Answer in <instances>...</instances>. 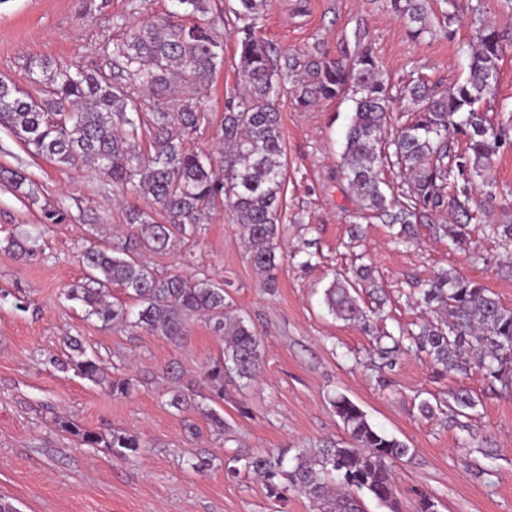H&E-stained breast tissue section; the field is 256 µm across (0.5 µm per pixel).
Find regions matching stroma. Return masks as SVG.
I'll list each match as a JSON object with an SVG mask.
<instances>
[{"label": "stroma", "mask_w": 512, "mask_h": 512, "mask_svg": "<svg viewBox=\"0 0 512 512\" xmlns=\"http://www.w3.org/2000/svg\"><path fill=\"white\" fill-rule=\"evenodd\" d=\"M237 0H209L219 20L224 66L203 106L209 120L193 134L196 150L219 156L217 129L226 100L240 87L236 63L234 10ZM462 22L455 39L436 33L410 40L406 29L379 0H272L260 23L264 39L279 50L301 54L319 48L328 58L353 49L362 31L390 83L415 74L448 89L466 75L460 52L475 28L470 0H459ZM173 0H0V77L32 97L43 85L31 66L107 67L113 43L130 24L168 14ZM293 85L277 101L287 165L283 221L286 259L276 292L263 286L251 265L233 213L217 205L201 234L168 255H145L157 273L227 282L233 308L246 314L265 346L262 374L247 388L225 381L223 436L207 425L191 434L185 422L194 411L168 406L173 383L163 370L178 362L183 382L197 379L223 343L206 318L187 325V338L174 345L145 331L102 328L64 298L82 286L79 253L90 240L109 244L125 228L124 206L106 180L85 166L62 167L32 158L0 129V165L24 172L41 187L38 204L21 202L0 182V498L17 512H315L298 492L285 500L269 497L264 482L249 472L232 476L236 451L254 454L308 448L317 441H346L329 402L347 396L370 422L407 444L408 457L394 462V494L402 512H412L418 492L431 496L437 512H512V393L489 388L481 375L435 377L426 353L401 355L389 368L371 362L372 337L361 325L331 316L323 290L349 275L357 258L373 264L387 296L378 330L398 334L424 318L420 290L441 270L482 282L512 309V254L472 226L473 247L455 249L418 227L419 247L396 244L387 225L357 217L358 202L339 172L349 97L300 108ZM61 202L71 217L44 236L42 254L17 258L10 236L41 223L43 203ZM360 225L359 247H350V229ZM81 336L105 370L131 377L128 396L115 398L101 386L56 370L49 355L60 354L63 339ZM470 390L478 399L469 429L420 415L422 400L447 403L450 392ZM84 427L110 424L139 436V456L123 461L105 448L79 446L62 431L58 416ZM208 452L205 473L189 463Z\"/></svg>", "instance_id": "stroma-1"}]
</instances>
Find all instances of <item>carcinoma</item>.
<instances>
[{
	"label": "carcinoma",
	"instance_id": "carcinoma-1",
	"mask_svg": "<svg viewBox=\"0 0 512 512\" xmlns=\"http://www.w3.org/2000/svg\"><path fill=\"white\" fill-rule=\"evenodd\" d=\"M177 10L146 25L129 27L112 45L109 72L52 69L39 63L45 77L43 96L34 98L0 79V128L7 130L32 156L62 165L78 162L112 184V189L153 204L148 211L126 213L128 232L109 246L82 250L88 283L65 293L86 316L114 329L145 330L175 345L183 343L189 318L206 314L224 341L196 384H180L169 392V406L199 410L214 432L224 434V416L203 401L224 400V379L254 380L263 369L264 348L251 323L228 316L224 285L208 277L188 279L154 273L141 261L145 251L165 255L176 242L198 234L219 201L236 215L250 263L262 274L266 288H277L281 270V219L286 185L284 141L275 101L289 78L300 76L298 103L307 107L348 94L354 103L341 155L340 174L356 194L365 217L398 227L397 243L419 245L417 225L434 214L455 216L432 225L433 234L464 249L468 226L495 210L504 219L486 225L512 247V205L509 193L497 194L491 169L495 157L512 145V113L497 122L488 118L484 102L495 87L509 35L496 22L480 23L467 45V77L445 91L417 79L397 89L411 117L390 123L392 86L373 50L355 33L356 48L341 59H303L277 53L258 34L269 0H238L233 10L238 26L237 69L244 93L228 100L220 124L223 159L187 147L190 136L208 120L202 109L212 79L224 63V41L215 22L204 19L208 0H175ZM457 0H382L418 41L432 33V18L453 38L460 22ZM390 163L410 176L404 199L381 189V167ZM20 198L39 202V185L21 172L7 176ZM70 218L67 208L43 206V222L35 231L9 239L28 258L42 254L44 229ZM119 286L135 308L110 302L109 288ZM335 318L370 325L375 310H364L356 283L335 278L324 290ZM421 304L448 316L438 324L427 320L418 331L374 337L379 358L392 363L404 338L427 352L441 372L467 376L475 371L490 387L512 392V309H506L482 283L456 271L443 270L422 290ZM66 358H50L63 372L104 386L114 397L124 395L128 377L109 378L87 346L77 338L66 342ZM349 441L324 440L285 454L240 455L247 471L260 476L268 493L285 498L294 489L312 500L318 512H363V496L390 512H400L394 498L390 462L409 455L410 448L373 425L367 414L344 395L330 399ZM477 400L466 390L450 393L448 413L460 426ZM60 427L89 448H107L127 458L144 447L136 435L109 427L89 429L69 419Z\"/></svg>",
	"mask_w": 512,
	"mask_h": 512
}]
</instances>
